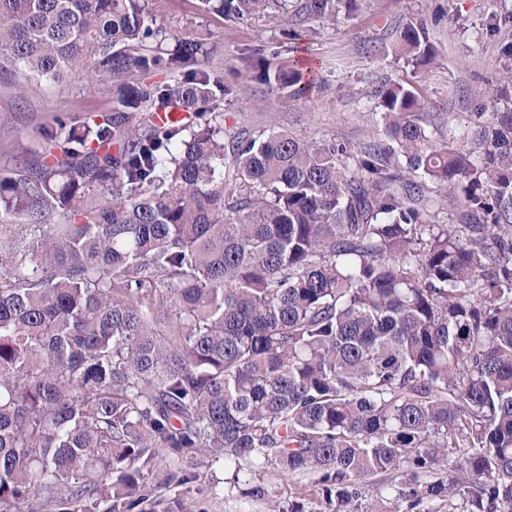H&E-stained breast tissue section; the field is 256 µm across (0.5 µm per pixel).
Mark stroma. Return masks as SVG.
I'll list each match as a JSON object with an SVG mask.
<instances>
[{
    "label": "stroma",
    "mask_w": 512,
    "mask_h": 512,
    "mask_svg": "<svg viewBox=\"0 0 512 512\" xmlns=\"http://www.w3.org/2000/svg\"><path fill=\"white\" fill-rule=\"evenodd\" d=\"M157 18L174 33L193 32L208 39L211 66L220 68L234 92L220 106L224 134L239 128L285 127L297 135L351 145L369 143L378 125L374 89L390 79L410 84L424 109L440 115L430 126L434 140L461 128L473 113L493 111L499 76L512 69L503 53L512 44V0H357L353 10L338 8L333 21H307L301 40L287 36L288 11L301 0H288L287 10L270 9L262 18L230 21L200 15L198 0H149ZM424 24L435 48L424 66L408 63L393 34L396 23ZM263 57L271 76L286 75L311 61L322 81L303 96L278 84L261 85L252 78L256 57ZM11 74L0 72V168L32 162L41 132L50 129L60 111L74 121L106 109L111 83L89 85L30 82L24 95L8 85ZM486 97H478V90ZM182 465L158 455L148 469L143 512H335L314 475L287 476L270 467L256 473L235 471L224 460L200 466L196 481L181 483ZM261 486L262 495L251 494Z\"/></svg>",
    "instance_id": "35a3bbf8"
}]
</instances>
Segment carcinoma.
<instances>
[{
	"label": "carcinoma",
	"mask_w": 512,
	"mask_h": 512,
	"mask_svg": "<svg viewBox=\"0 0 512 512\" xmlns=\"http://www.w3.org/2000/svg\"><path fill=\"white\" fill-rule=\"evenodd\" d=\"M396 33L431 59L422 24ZM171 38L148 0H0L1 69L113 88L0 171V512H136L160 453L185 480L208 458L317 475L336 512H512V108L473 113L460 149L384 81L385 144L226 141L223 72Z\"/></svg>",
	"instance_id": "1"
}]
</instances>
